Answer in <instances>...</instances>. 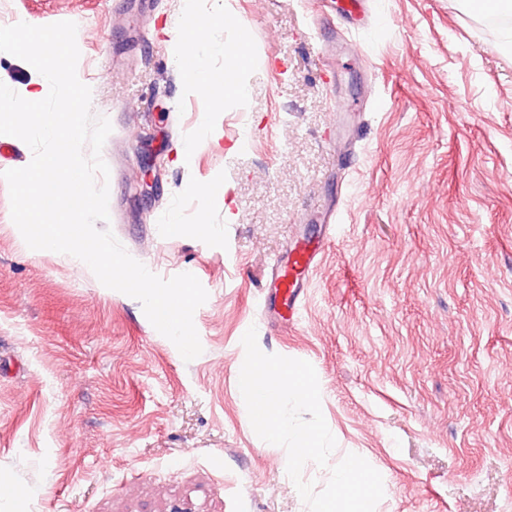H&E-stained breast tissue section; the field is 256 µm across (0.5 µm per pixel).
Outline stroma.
Wrapping results in <instances>:
<instances>
[{"mask_svg": "<svg viewBox=\"0 0 512 512\" xmlns=\"http://www.w3.org/2000/svg\"><path fill=\"white\" fill-rule=\"evenodd\" d=\"M179 7L0 0V26L76 24L77 75L112 124L109 227L151 272L208 293L187 362L138 300L28 248L0 179V484L28 491L0 512H308L236 382L252 326L263 352L313 365L329 461L355 453L381 474L375 512H512L503 26L458 0H375L352 57L332 8L227 0L251 31L248 96L209 112L168 54ZM332 204L340 238L302 323L269 325L266 264Z\"/></svg>", "mask_w": 512, "mask_h": 512, "instance_id": "35a3bbf8", "label": "stroma"}]
</instances>
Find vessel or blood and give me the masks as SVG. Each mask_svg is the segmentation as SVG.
<instances>
[{"instance_id":"vessel-or-blood-1","label":"vessel or blood","mask_w":512,"mask_h":512,"mask_svg":"<svg viewBox=\"0 0 512 512\" xmlns=\"http://www.w3.org/2000/svg\"><path fill=\"white\" fill-rule=\"evenodd\" d=\"M335 241V225H325L317 240L296 239L293 247L270 265L267 279L273 293L263 304L268 322L285 329L301 322L307 278L315 270L324 251Z\"/></svg>"}]
</instances>
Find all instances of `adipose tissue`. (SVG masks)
I'll use <instances>...</instances> for the list:
<instances>
[{"label":"adipose tissue","mask_w":512,"mask_h":512,"mask_svg":"<svg viewBox=\"0 0 512 512\" xmlns=\"http://www.w3.org/2000/svg\"><path fill=\"white\" fill-rule=\"evenodd\" d=\"M206 34L195 44V64L184 71V88L192 95L201 97L208 111H223L228 101H244L247 96V82L244 73L248 62L239 55L227 54L222 42L214 35L222 31L229 18L223 6H214L209 14ZM224 55L223 70L210 69L206 64L208 55Z\"/></svg>","instance_id":"1"}]
</instances>
